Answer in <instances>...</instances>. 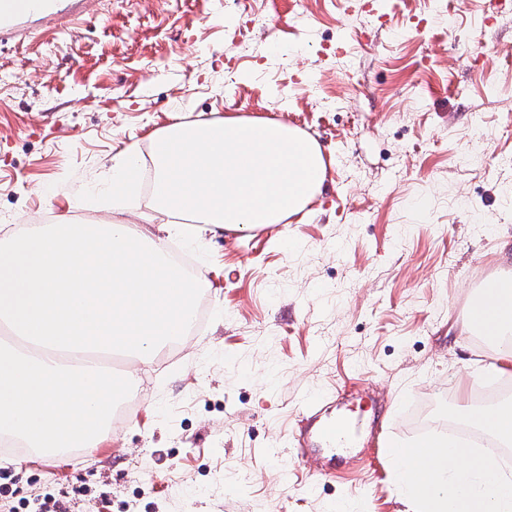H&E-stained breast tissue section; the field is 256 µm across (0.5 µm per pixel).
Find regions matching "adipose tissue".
I'll use <instances>...</instances> for the list:
<instances>
[{"mask_svg":"<svg viewBox=\"0 0 512 512\" xmlns=\"http://www.w3.org/2000/svg\"><path fill=\"white\" fill-rule=\"evenodd\" d=\"M490 302L470 306L467 330L512 338V279L485 286ZM395 477L416 512H512V475L492 472L484 455L455 439L417 443L394 456Z\"/></svg>","mask_w":512,"mask_h":512,"instance_id":"ef3b65f1","label":"adipose tissue"}]
</instances>
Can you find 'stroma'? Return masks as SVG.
Returning a JSON list of instances; mask_svg holds the SVG:
<instances>
[{
	"mask_svg": "<svg viewBox=\"0 0 512 512\" xmlns=\"http://www.w3.org/2000/svg\"><path fill=\"white\" fill-rule=\"evenodd\" d=\"M287 122L327 183L276 232L206 234L205 328L136 365L104 449L11 458L0 512H403L380 466L289 454L306 392L356 380L400 443L473 403L497 349L463 327L512 277V0H94L77 38L0 41V225L105 224L80 200L178 121Z\"/></svg>",
	"mask_w": 512,
	"mask_h": 512,
	"instance_id": "obj_1",
	"label": "stroma"
}]
</instances>
